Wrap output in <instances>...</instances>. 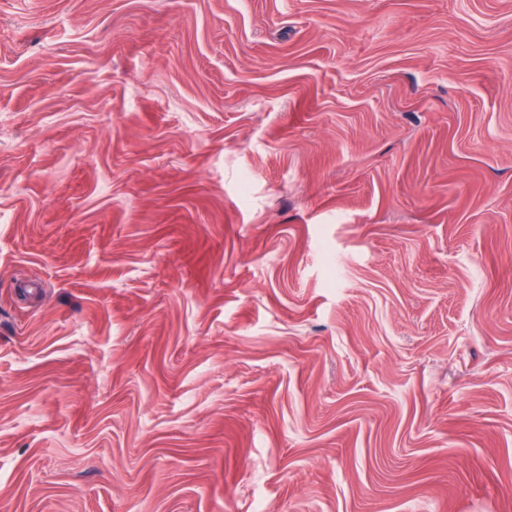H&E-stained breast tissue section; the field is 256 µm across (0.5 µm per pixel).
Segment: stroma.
<instances>
[{
    "instance_id": "1",
    "label": "stroma",
    "mask_w": 512,
    "mask_h": 512,
    "mask_svg": "<svg viewBox=\"0 0 512 512\" xmlns=\"http://www.w3.org/2000/svg\"><path fill=\"white\" fill-rule=\"evenodd\" d=\"M0 512H512V0H0Z\"/></svg>"
}]
</instances>
